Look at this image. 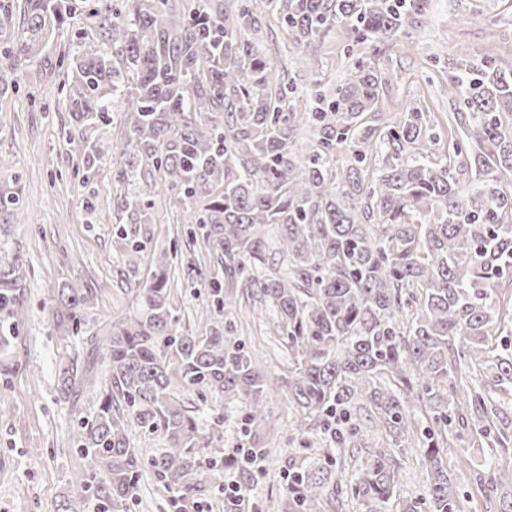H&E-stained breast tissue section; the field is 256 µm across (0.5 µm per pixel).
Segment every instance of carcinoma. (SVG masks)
<instances>
[{
	"instance_id": "1",
	"label": "carcinoma",
	"mask_w": 512,
	"mask_h": 512,
	"mask_svg": "<svg viewBox=\"0 0 512 512\" xmlns=\"http://www.w3.org/2000/svg\"><path fill=\"white\" fill-rule=\"evenodd\" d=\"M285 27L298 60L336 27L372 53L410 36L427 0H261ZM83 28L58 58L76 126L67 153L88 173L105 159L91 139L124 102L112 161L120 190V259L147 280L132 310L90 333V361L66 360L61 394L99 391L76 436L82 465L58 512L94 501L129 512L146 472L179 508L210 476L202 449L223 439L224 415L203 421L182 396L208 391L246 410L250 447L238 449L240 496L272 411L270 378L224 318L234 291L275 319L288 349L277 385L296 410L281 512H342L343 499L383 512L400 460L419 451L424 491L404 512H463L448 453L472 437L512 459V430L497 424L498 391L512 392V41L456 64L445 91L458 139L446 152L427 112H380L386 81L367 58L344 80H314L305 95L265 56L253 0H16L0 46V87L37 64L65 19ZM347 149L351 159L336 163ZM472 186L463 185V177ZM162 191L197 225L221 277L207 283L213 316L201 334L178 331L170 278L177 252L147 253ZM274 236H269V232ZM21 268L0 267V346L23 320ZM98 292L75 279L50 301L56 332L76 336ZM105 368L98 380L95 365ZM161 434L144 457L135 428ZM484 512H512V466L469 472Z\"/></svg>"
}]
</instances>
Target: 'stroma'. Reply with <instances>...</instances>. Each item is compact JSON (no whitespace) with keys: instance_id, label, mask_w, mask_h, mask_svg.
<instances>
[{"instance_id":"stroma-1","label":"stroma","mask_w":512,"mask_h":512,"mask_svg":"<svg viewBox=\"0 0 512 512\" xmlns=\"http://www.w3.org/2000/svg\"><path fill=\"white\" fill-rule=\"evenodd\" d=\"M505 38H512V0H430L413 36L374 58L390 76L380 90L384 109L396 115L426 103L433 128L447 135L448 103L442 91L449 65ZM55 61L54 48H47L32 72L0 95V191L18 193L26 216L21 222L0 213V265L22 261L26 278L25 320L0 350V512H57L69 476L80 464L71 437L99 402L90 391L74 400L59 392L62 360L85 357L87 339L54 332L48 315L53 291L75 278L97 288L100 302L89 315L94 330L131 310L136 280L119 276L111 164H100L91 180H83L80 160L68 156L63 146L74 119L61 96ZM156 206L160 223L154 247L179 251L180 265L171 280L178 328L197 335L212 308L201 277L190 268L206 260L207 249L191 237L183 211L161 200ZM227 326L269 377L286 374L288 352L278 343L271 314L256 318L243 299ZM268 405L273 412L264 435L269 454L249 493L261 512H273L285 494L295 414L284 391L271 392ZM199 407L224 410V438L205 449L204 458L228 471L233 448L248 441L241 408L224 406L212 396Z\"/></svg>"}]
</instances>
